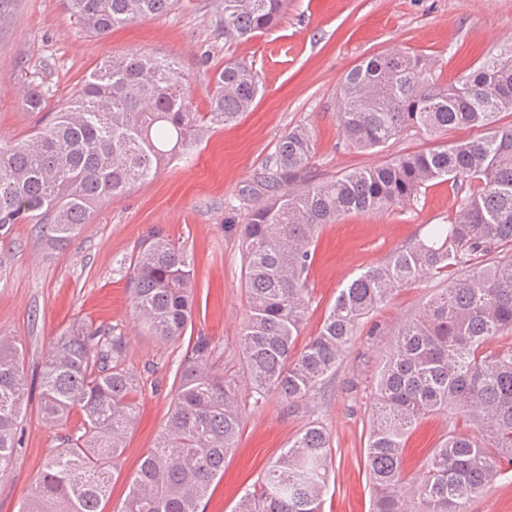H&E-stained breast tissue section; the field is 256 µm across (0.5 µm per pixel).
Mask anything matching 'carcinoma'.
<instances>
[{"label": "carcinoma", "mask_w": 512, "mask_h": 512, "mask_svg": "<svg viewBox=\"0 0 512 512\" xmlns=\"http://www.w3.org/2000/svg\"><path fill=\"white\" fill-rule=\"evenodd\" d=\"M173 0H67L84 29L105 34L158 16ZM288 0H220L224 42L273 27ZM207 112H195L172 60L134 53L105 61L81 90L26 137L0 142V235L37 224L52 245L71 242L104 201L152 178L167 159L191 153L218 127L237 121L259 94V79L229 61L213 76ZM45 92L28 87L21 106L45 110ZM512 46L442 86L423 76L403 50L372 56L342 84L338 122L356 149L375 150L409 127L430 135L460 126L477 138L393 157L334 180L299 182L315 155L312 129L298 124L278 143L266 201L241 228L249 313L239 340L248 392L276 397L285 410L308 406L336 371L358 325L399 289L430 277L445 283L419 315L395 332L379 369L365 447L372 512H467L469 501L512 472ZM444 178L476 186L447 224L394 251L339 290L317 334L295 341L308 309L306 279L319 228L350 212H383ZM286 189H281V185ZM509 252L506 260L497 254ZM134 310L148 332L182 336L192 322L194 261L160 232L144 238L129 266ZM122 336L97 340L77 324L47 355L40 380L42 418L54 426L78 409L81 434L66 436L44 460L41 479L19 512H101L125 438L136 424L139 379L123 364ZM213 345L198 336L155 446L129 482L120 512H201L224 457L243 425L240 378L209 369ZM25 394L18 348L0 339V476L17 445ZM452 411L477 430L449 433L421 475H404L408 436L426 416ZM333 448L311 422L283 449L264 478L244 491L234 512H322Z\"/></svg>", "instance_id": "1"}]
</instances>
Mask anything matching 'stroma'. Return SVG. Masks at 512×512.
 Instances as JSON below:
<instances>
[{
    "label": "stroma",
    "instance_id": "35a3bbf8",
    "mask_svg": "<svg viewBox=\"0 0 512 512\" xmlns=\"http://www.w3.org/2000/svg\"><path fill=\"white\" fill-rule=\"evenodd\" d=\"M217 4L174 0L162 15L100 36L70 17L64 0H0V140L23 136L40 121V114L19 106L28 85L45 88L53 112L104 60L133 52L174 59L189 78L187 96L198 112L208 110L210 78L225 61L252 64L261 84L251 109L235 123L211 133L190 157L163 162L149 181L97 206L66 247L51 246L30 224L14 225L0 239V337L20 348L26 383L18 445L9 472L0 478V512H18L45 457L82 425L77 410L56 426L40 414L44 361L72 323L125 337V365L140 379V419L127 435L111 496L101 505L102 512H119L130 477L167 421L178 385L175 372L194 337H210L214 373L241 368L239 337L248 303L240 229L267 197L260 176L279 140L298 124L312 129L316 154L306 178L314 184L397 155L476 138L481 131L473 127L435 137L412 127L376 150L348 146L337 118L343 80L366 58L401 49L424 60L426 77L446 85L477 60L512 45V0H288L275 26L232 44L215 25ZM460 204L448 182L437 180L388 211L347 213L323 225L307 277L310 302L298 345L318 331L339 288L426 237L433 225L448 223ZM155 231L181 244L195 263L192 326L173 341L146 331L129 288V259ZM437 286V280L423 279L378 306L308 409L289 413L277 398L257 403L244 397L236 449L224 459V476L214 482L205 512H233L243 491L310 422L332 438L323 512H370L364 448L372 382L398 325L417 315ZM464 428L445 412L423 419L407 441L408 471H418L446 434Z\"/></svg>",
    "mask_w": 512,
    "mask_h": 512
}]
</instances>
